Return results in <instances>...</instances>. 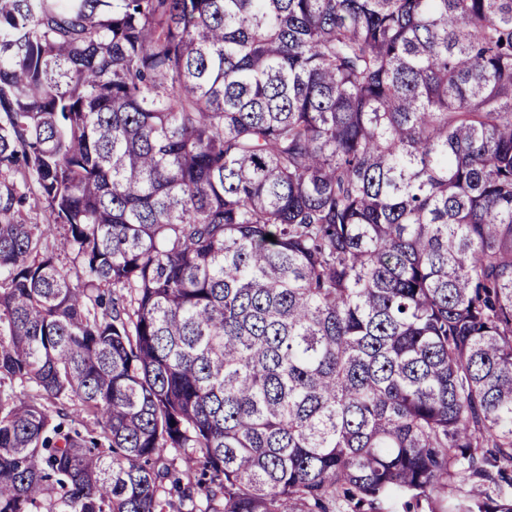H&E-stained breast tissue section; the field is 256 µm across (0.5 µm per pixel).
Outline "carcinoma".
I'll use <instances>...</instances> for the list:
<instances>
[{"mask_svg":"<svg viewBox=\"0 0 512 512\" xmlns=\"http://www.w3.org/2000/svg\"><path fill=\"white\" fill-rule=\"evenodd\" d=\"M166 505L512 512V0H0V512Z\"/></svg>","mask_w":512,"mask_h":512,"instance_id":"obj_1","label":"carcinoma"}]
</instances>
